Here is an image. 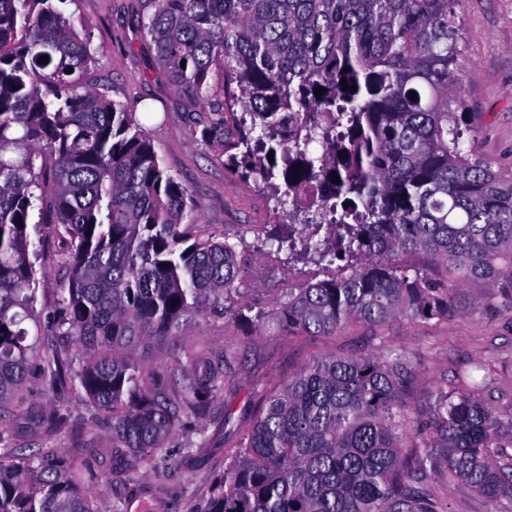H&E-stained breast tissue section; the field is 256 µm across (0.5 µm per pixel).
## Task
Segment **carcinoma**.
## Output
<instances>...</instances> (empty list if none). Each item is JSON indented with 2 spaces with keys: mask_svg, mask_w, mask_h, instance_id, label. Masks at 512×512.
I'll list each match as a JSON object with an SVG mask.
<instances>
[{
  "mask_svg": "<svg viewBox=\"0 0 512 512\" xmlns=\"http://www.w3.org/2000/svg\"><path fill=\"white\" fill-rule=\"evenodd\" d=\"M62 2L0 0V512H124L120 500L100 505L57 449L5 444L6 409L34 365L112 418L133 469L224 377L185 363L179 403L140 349L193 335L207 309L241 296L237 244L198 222L199 202L137 112L88 82L96 55ZM143 2L137 26L202 108L188 115L200 141L271 186L274 210L291 202L278 248L358 261L344 277L288 289L267 326L331 336L353 322L448 317V293L389 260L405 250L512 304V177L460 148L470 65L459 59L455 0ZM343 79L357 90H342ZM35 211L65 243L52 325L37 308ZM408 366L396 348L314 360L225 451L198 512H433L419 490L429 474L512 512V466L497 461L512 418L476 398L473 371L435 391L428 451L407 463Z\"/></svg>",
  "mask_w": 512,
  "mask_h": 512,
  "instance_id": "1",
  "label": "carcinoma"
}]
</instances>
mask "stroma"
Masks as SVG:
<instances>
[{
    "label": "stroma",
    "mask_w": 512,
    "mask_h": 512,
    "mask_svg": "<svg viewBox=\"0 0 512 512\" xmlns=\"http://www.w3.org/2000/svg\"><path fill=\"white\" fill-rule=\"evenodd\" d=\"M140 5L141 0H65L63 10L88 24L97 51L90 81L136 108L154 107L155 117L146 129L168 171L198 200L201 223L236 244L246 303L268 311L289 289L348 274L346 261L327 267L310 258H289L278 249L274 237L287 227L274 219L270 192L225 167L193 138L189 100L170 83L137 29ZM455 13L459 55L471 65L462 77L461 148L471 161L512 176V0H457ZM392 261L452 288L459 311L422 325L396 321L378 332L355 324L333 336L291 334L211 311L196 335L145 356L164 378L184 363L185 351L200 349L222 359L225 373L223 385L205 407L187 411L152 465L120 471L119 461L129 451L113 440L111 420L84 399L62 395L39 375L16 403L11 444L58 449L78 466L102 501L124 494L127 512H195L224 469L225 450L234 447L239 430L262 413L264 393L288 383L325 355L375 353L386 346L407 352L408 423L420 444L430 433L433 391L439 386L454 389L458 375L476 364L485 367L481 399L502 418L512 417V306L479 284L456 287L447 269L425 251L400 252ZM41 264L46 274L38 298L48 314L55 308L63 275L58 239L46 238ZM60 405L66 412L60 424L32 422L31 412L47 415ZM421 490L435 512H498L495 501L442 477H427Z\"/></svg>",
    "instance_id": "obj_1"
}]
</instances>
